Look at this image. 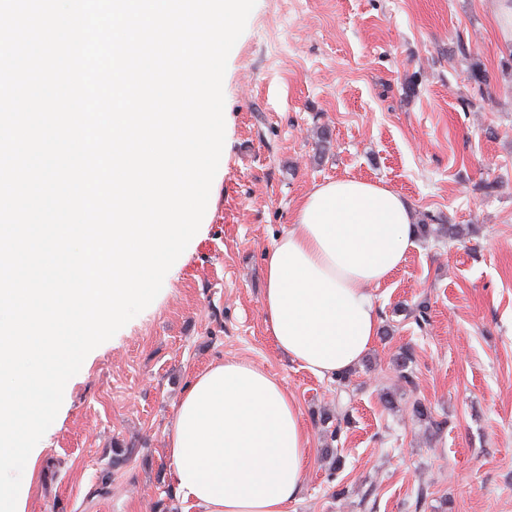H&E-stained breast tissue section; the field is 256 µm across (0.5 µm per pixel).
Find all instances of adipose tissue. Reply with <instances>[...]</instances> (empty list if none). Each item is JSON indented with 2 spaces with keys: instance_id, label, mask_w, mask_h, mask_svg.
Instances as JSON below:
<instances>
[{
  "instance_id": "ef3b65f1",
  "label": "adipose tissue",
  "mask_w": 512,
  "mask_h": 512,
  "mask_svg": "<svg viewBox=\"0 0 512 512\" xmlns=\"http://www.w3.org/2000/svg\"><path fill=\"white\" fill-rule=\"evenodd\" d=\"M412 221L407 201L383 185L313 186L265 258L261 308L278 350L320 377L358 364L379 328L369 288L404 263ZM167 441L172 480L196 512H288L311 460L287 389L237 359L195 376Z\"/></svg>"
}]
</instances>
